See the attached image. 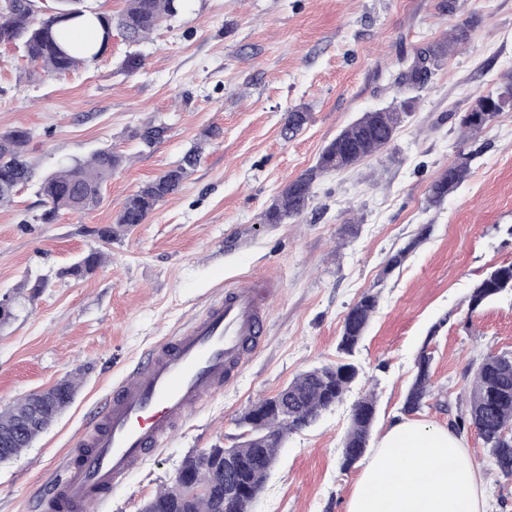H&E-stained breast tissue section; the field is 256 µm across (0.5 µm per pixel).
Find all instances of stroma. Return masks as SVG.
<instances>
[{
  "label": "stroma",
  "instance_id": "stroma-1",
  "mask_svg": "<svg viewBox=\"0 0 512 512\" xmlns=\"http://www.w3.org/2000/svg\"><path fill=\"white\" fill-rule=\"evenodd\" d=\"M185 0L149 39L113 35L102 57L62 76L0 46V131L29 129L36 180L0 207V410L77 376L70 406L20 459L0 464V512H43L65 456L91 428L138 356L191 322L225 288L270 280L277 294L259 348L223 395L186 419L98 512H140L183 460L228 448L237 418L297 374L340 360L344 317L363 294L378 305L353 360L358 380L313 425L290 434L250 512H346L365 465L343 468L354 404L373 395L372 439L404 415L420 353L430 394L418 418L448 425L487 352L512 354V295L469 309L474 284L512 263V106L476 135L460 121L512 79V0ZM473 21L470 39L416 90L390 148L312 185L297 218L262 215L326 144L363 113L389 106L400 55ZM309 119L293 137L289 110ZM164 133L144 147L132 133ZM219 127V138L203 133ZM199 166L181 188L119 239L97 235L124 199L194 145ZM101 147L124 157L102 204L40 223L37 180ZM466 180L440 204L431 183L459 155ZM105 262L85 278L65 268L89 250ZM407 255L387 269L398 250ZM44 287H37V280ZM462 439L484 478L488 512H512V480L498 476L475 429Z\"/></svg>",
  "mask_w": 512,
  "mask_h": 512
}]
</instances>
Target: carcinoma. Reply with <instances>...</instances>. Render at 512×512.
<instances>
[{
  "instance_id": "cac0c4a2",
  "label": "carcinoma",
  "mask_w": 512,
  "mask_h": 512,
  "mask_svg": "<svg viewBox=\"0 0 512 512\" xmlns=\"http://www.w3.org/2000/svg\"><path fill=\"white\" fill-rule=\"evenodd\" d=\"M83 0H56L51 12L35 14L29 0H11L10 7L0 10V43L12 42L21 48L28 61L52 75L67 74L103 55L112 29L130 42H139L160 26L162 21L179 13L181 0H127L117 17L96 12L87 15ZM92 23L99 31L100 46L73 40L71 29ZM473 22L453 29L451 34L416 52L409 61H401L395 84L420 89L434 74L441 58L452 48L469 40ZM490 96H481L471 108L489 116L461 126L471 132L482 130L484 123L497 117L502 109L489 105ZM413 106L407 98L386 108L364 113L344 128L321 151L317 163L281 191L263 214V223L281 224L304 212L311 198L312 183L320 175L338 168L349 169L365 158L385 151L393 141L403 115ZM308 120V112L296 107L288 112L285 130L294 135ZM164 127L146 125L135 132L150 147L161 138ZM30 134L17 126L0 132V204H9L17 190L33 176L25 159ZM201 148L194 146L171 168L141 186L123 202L113 224L98 230L106 241L118 239L131 228L146 223L157 206L175 194L197 167ZM471 157L461 155L430 186V199L440 202L467 177ZM124 157L110 148L95 151L89 159L63 166L39 183L47 209L42 222H53L62 211L84 214L96 210L103 201V189L120 168ZM101 263V254L92 250L63 274L75 278L93 273ZM512 294V263L491 269L474 286L470 312L506 294ZM377 296L364 294L346 314L338 350L351 355L362 340L377 308ZM430 357L422 353L417 372L407 393L403 411L414 414L422 410L428 393ZM358 367L350 362L324 364L296 376L285 388L265 397L238 418L242 429L240 441L228 450L212 448L184 461L175 483L160 490L143 506L141 512H249L254 495L260 493L274 466L279 448L288 435L314 424L321 415L342 400L358 378ZM76 386L65 379L50 390L32 392L0 412V463L18 459L39 435L71 404ZM465 409L457 412L450 426L457 432L475 429L486 448L493 468L502 477L512 478V355L487 353L474 372L467 390L459 397ZM375 419V399L368 395L357 401L351 414L350 428L343 442V466L350 467L365 453ZM237 462L235 478L245 484L250 494L230 505L224 503V452Z\"/></svg>"
}]
</instances>
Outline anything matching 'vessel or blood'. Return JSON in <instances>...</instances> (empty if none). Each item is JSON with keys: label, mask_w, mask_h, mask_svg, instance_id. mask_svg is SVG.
I'll return each mask as SVG.
<instances>
[{"label": "vessel or blood", "mask_w": 512, "mask_h": 512, "mask_svg": "<svg viewBox=\"0 0 512 512\" xmlns=\"http://www.w3.org/2000/svg\"><path fill=\"white\" fill-rule=\"evenodd\" d=\"M268 292L245 281L143 354L61 465L44 512H94L187 417L234 380L264 333Z\"/></svg>", "instance_id": "1"}]
</instances>
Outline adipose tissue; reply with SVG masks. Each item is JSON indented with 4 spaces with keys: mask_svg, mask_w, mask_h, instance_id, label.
Returning a JSON list of instances; mask_svg holds the SVG:
<instances>
[{
    "mask_svg": "<svg viewBox=\"0 0 512 512\" xmlns=\"http://www.w3.org/2000/svg\"><path fill=\"white\" fill-rule=\"evenodd\" d=\"M346 512H487V504L461 437L404 418L381 437Z\"/></svg>",
    "mask_w": 512,
    "mask_h": 512,
    "instance_id": "adipose-tissue-1",
    "label": "adipose tissue"
}]
</instances>
